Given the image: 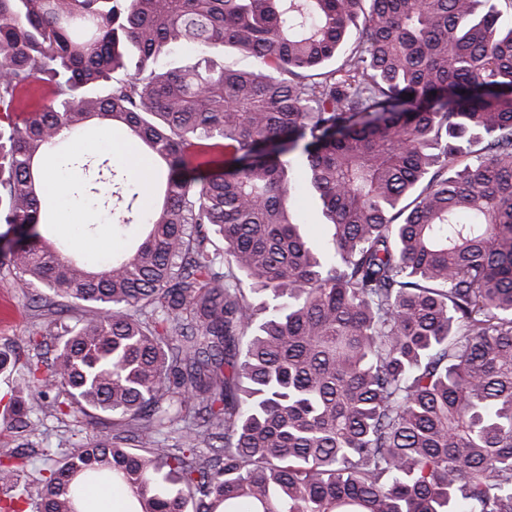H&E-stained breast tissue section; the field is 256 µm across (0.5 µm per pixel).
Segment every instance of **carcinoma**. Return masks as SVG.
<instances>
[{
	"instance_id": "obj_1",
	"label": "carcinoma",
	"mask_w": 512,
	"mask_h": 512,
	"mask_svg": "<svg viewBox=\"0 0 512 512\" xmlns=\"http://www.w3.org/2000/svg\"><path fill=\"white\" fill-rule=\"evenodd\" d=\"M502 17L491 0H0V238L33 229L0 274L49 289L0 447L47 417L99 425L48 468L41 512H78L103 479L132 512H512ZM179 47L196 61L158 70ZM38 81L55 105L19 122ZM93 120L166 170L132 183L63 155ZM214 149L232 167L192 175ZM51 151L82 170L69 196L144 223L105 269L36 231ZM301 178L326 248L294 211ZM12 458L0 512L29 498Z\"/></svg>"
}]
</instances>
